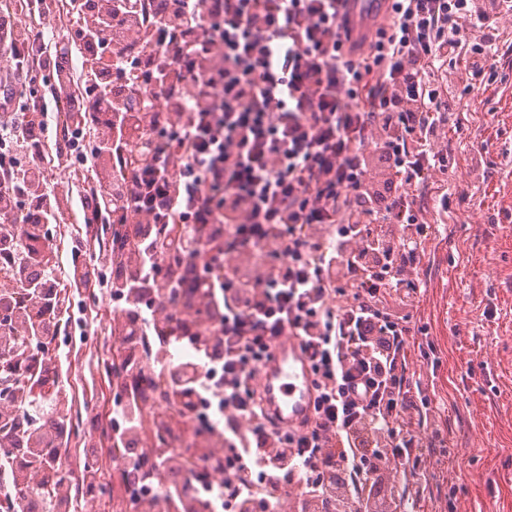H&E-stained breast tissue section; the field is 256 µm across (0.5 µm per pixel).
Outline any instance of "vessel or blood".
Returning a JSON list of instances; mask_svg holds the SVG:
<instances>
[{
    "mask_svg": "<svg viewBox=\"0 0 512 512\" xmlns=\"http://www.w3.org/2000/svg\"><path fill=\"white\" fill-rule=\"evenodd\" d=\"M389 7L387 0H343L351 40H368L375 19ZM265 415L277 426L295 431L308 429L314 420L315 388L307 354L293 336L279 338L257 376Z\"/></svg>",
    "mask_w": 512,
    "mask_h": 512,
    "instance_id": "1",
    "label": "vessel or blood"
}]
</instances>
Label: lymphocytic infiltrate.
Masks as SVG:
<instances>
[{
	"label": "lymphocytic infiltrate",
	"mask_w": 512,
	"mask_h": 512,
	"mask_svg": "<svg viewBox=\"0 0 512 512\" xmlns=\"http://www.w3.org/2000/svg\"><path fill=\"white\" fill-rule=\"evenodd\" d=\"M337 2L111 0L101 25L81 12L49 39L31 21L51 17L50 0L0 11V84L15 91L0 113V356L22 322L44 340L60 329L43 314L58 268L31 250H55L61 201L108 228L84 240L74 292L134 247V268L115 272L132 332L112 353L126 424L111 443L139 480L166 471L170 512L186 501L196 512H378L374 487L398 467L419 475L442 438L406 426L434 412L407 368L428 333L408 311L430 226L406 187L448 171L462 96L438 71L464 53L473 78L493 75L512 0L501 15L478 0H390L359 45ZM89 108L91 128L62 123ZM50 144L85 166L87 186L56 180ZM288 334L314 375L304 432L278 428L258 403L259 367ZM161 388L180 403L178 426L192 425L194 405L209 415L164 469L139 413ZM29 404L8 384L0 449H18ZM52 465L0 467V496H26Z\"/></svg>",
	"instance_id": "1"
}]
</instances>
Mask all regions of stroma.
<instances>
[{"instance_id":"obj_1","label":"stroma","mask_w":512,"mask_h":512,"mask_svg":"<svg viewBox=\"0 0 512 512\" xmlns=\"http://www.w3.org/2000/svg\"><path fill=\"white\" fill-rule=\"evenodd\" d=\"M497 79L472 84L469 57L449 63L442 77L470 87L459 126L448 129L447 174L416 186L431 224L412 312L427 326L430 353L412 349L409 368L438 408L446 452L428 459L419 477L376 486L400 499L397 512H512V19L500 24ZM447 191L448 204L437 195ZM60 330L48 345L59 389L70 405V433L61 459L72 496L83 469L107 468V436L94 412L110 411L115 385L103 363L113 324L101 291L59 295Z\"/></svg>"}]
</instances>
